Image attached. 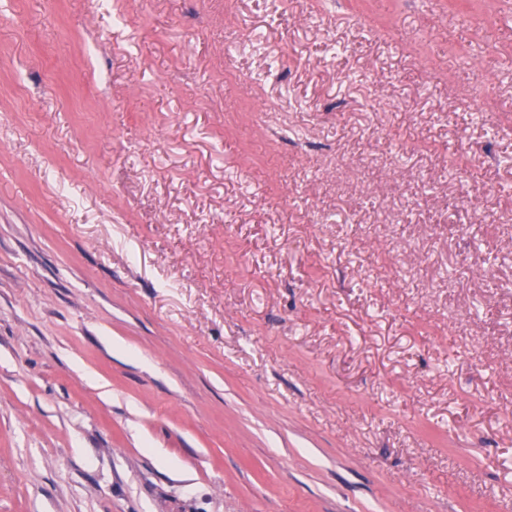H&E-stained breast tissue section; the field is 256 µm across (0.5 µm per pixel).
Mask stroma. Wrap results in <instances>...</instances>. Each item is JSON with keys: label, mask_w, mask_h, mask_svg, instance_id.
<instances>
[{"label": "stroma", "mask_w": 512, "mask_h": 512, "mask_svg": "<svg viewBox=\"0 0 512 512\" xmlns=\"http://www.w3.org/2000/svg\"><path fill=\"white\" fill-rule=\"evenodd\" d=\"M511 213L512 0H0V512H512Z\"/></svg>", "instance_id": "35a3bbf8"}]
</instances>
